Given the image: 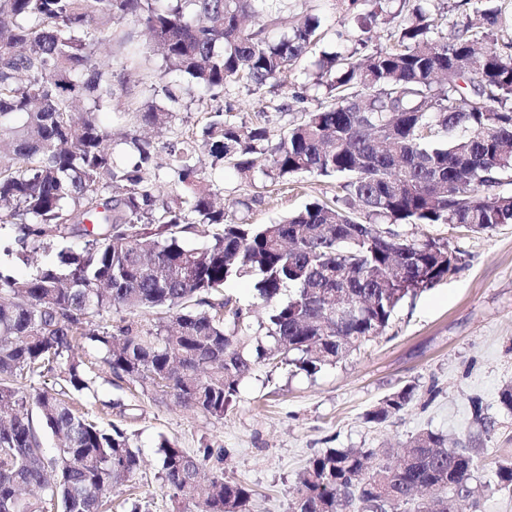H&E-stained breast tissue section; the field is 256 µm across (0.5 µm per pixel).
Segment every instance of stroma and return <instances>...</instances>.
Wrapping results in <instances>:
<instances>
[{
    "label": "stroma",
    "instance_id": "1",
    "mask_svg": "<svg viewBox=\"0 0 512 512\" xmlns=\"http://www.w3.org/2000/svg\"><path fill=\"white\" fill-rule=\"evenodd\" d=\"M345 0H288L272 35L288 31L307 14L318 15L322 30L301 62V74H289L254 94L241 84L225 85L216 104L224 117L248 122L265 111L277 133L299 121L300 109L324 102L323 89L308 84L323 53L349 49L366 55L358 43L360 31L347 18ZM138 50L136 70L124 75L114 68L112 127L114 133L138 129L131 113L154 101L162 73L160 55L148 48L142 25L123 21ZM263 164L250 174L225 168L219 188L230 213L250 224H270L315 198L334 196L336 180L308 174L296 176L280 190L264 178ZM400 237L450 241L463 250L461 269L434 287L406 298L396 308L386 330L363 343L342 360L310 374L292 367L255 363L242 379L232 406L215 418L180 406L162 395L116 378L94 349L84 360L94 395L84 407L102 423L127 429L138 448L141 467L130 481L113 487V512H177L172 490L161 475L158 448L170 441L191 456L213 448L222 462H210L208 472L247 485L253 492L252 512H290L298 478L309 458L328 448L405 447L425 430L442 433L449 442L470 443L475 450L476 475L486 479L499 460L512 458V415L498 406V396L512 385V224L471 233L445 224H399ZM80 249L79 239L54 241L37 252L21 250L15 233L0 230V272L16 277L57 262L62 246ZM233 306L248 311L254 336L267 335L266 310L256 297L252 279L230 278L219 291ZM415 392L409 405L381 424L364 415L384 397L406 386ZM481 397L496 421L486 433L471 415V397Z\"/></svg>",
    "mask_w": 512,
    "mask_h": 512
}]
</instances>
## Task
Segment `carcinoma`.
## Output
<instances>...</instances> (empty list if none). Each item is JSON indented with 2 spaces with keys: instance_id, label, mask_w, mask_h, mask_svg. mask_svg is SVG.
<instances>
[{
  "instance_id": "carcinoma-1",
  "label": "carcinoma",
  "mask_w": 512,
  "mask_h": 512,
  "mask_svg": "<svg viewBox=\"0 0 512 512\" xmlns=\"http://www.w3.org/2000/svg\"><path fill=\"white\" fill-rule=\"evenodd\" d=\"M288 0H0V229L11 226L35 252L47 242L78 238L79 251L27 277L0 272V512H101L107 490L141 466L131 435L103 427L72 406L70 394L90 389L75 355L91 345L119 379L146 390L166 381L183 406L221 418L257 360H277L316 373L356 344L381 334L399 303L459 269L461 250L436 238L402 239L395 224H448L485 232L512 224V24L499 7L470 0L442 30L443 12L412 9L392 34L361 60L326 53L314 84L325 105L274 135L266 120L226 121L212 111L202 144L192 137L167 147L168 187L161 197L158 151L136 134L122 139L116 160L105 124L112 106V66L97 63L116 38L112 22L133 18L157 47L163 104L145 103L136 123L163 130L193 90L211 97L243 81L260 92L296 69L321 27L308 16L278 37L245 26L271 24ZM358 16L366 39L385 0ZM232 165L242 174L253 156L267 157L264 175L276 186L308 173L338 181L336 196L308 203L273 224H247L217 205L206 169ZM190 236L202 249L185 245ZM231 277H252L269 306L265 345L252 342L241 308L212 300ZM293 288L288 302L279 301ZM364 302L359 316L329 317L336 291ZM178 312L159 331L127 322H92L112 311ZM48 374L58 388L27 386ZM408 386L366 413L383 423L412 401ZM487 433L496 420L470 399ZM60 440L43 448L31 407ZM162 477L183 508L250 512L248 487L201 471L222 453L189 456L164 441ZM474 450L423 431L390 467L372 448H328L309 459L291 512H463L478 506ZM512 491V459L484 482Z\"/></svg>"
}]
</instances>
